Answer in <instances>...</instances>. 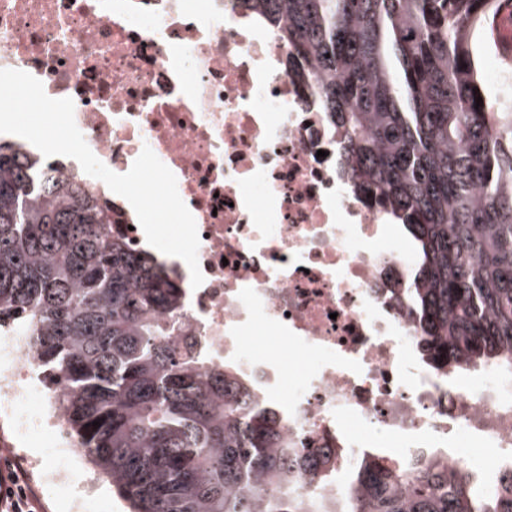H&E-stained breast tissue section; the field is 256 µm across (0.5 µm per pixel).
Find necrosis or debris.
Returning <instances> with one entry per match:
<instances>
[{
	"label": "necrosis or debris",
	"instance_id": "4bbe7bcc",
	"mask_svg": "<svg viewBox=\"0 0 512 512\" xmlns=\"http://www.w3.org/2000/svg\"><path fill=\"white\" fill-rule=\"evenodd\" d=\"M260 25L244 0H0V69L39 79L74 102L89 148L118 174L143 147L174 173L192 213L204 276L161 255L182 290L183 326L209 367L233 364L273 402L295 447L340 452L354 465L398 439L396 460L420 466L442 455L456 466L459 434L512 460V362L434 374L408 297L410 239L350 188L339 135L307 67ZM79 177L113 233L146 247L129 202L73 158L49 160ZM283 342L273 358L243 344L256 325ZM306 358L291 382L282 370ZM31 337L0 336V408L18 437H61L53 395L38 376ZM42 399L29 416L26 398Z\"/></svg>",
	"mask_w": 512,
	"mask_h": 512
}]
</instances>
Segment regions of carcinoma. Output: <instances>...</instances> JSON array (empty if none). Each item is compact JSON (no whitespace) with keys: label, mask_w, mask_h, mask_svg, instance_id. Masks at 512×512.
<instances>
[{"label":"carcinoma","mask_w":512,"mask_h":512,"mask_svg":"<svg viewBox=\"0 0 512 512\" xmlns=\"http://www.w3.org/2000/svg\"><path fill=\"white\" fill-rule=\"evenodd\" d=\"M247 2L320 82L354 192L414 243L425 364L446 376L511 360L512 108L475 44L500 0ZM180 310V288L78 183L0 140V333L36 337L60 430L130 512H512V469L485 479L377 452L334 494H291L289 473L323 489L337 464L294 453L237 368L208 372L169 345Z\"/></svg>","instance_id":"1"}]
</instances>
